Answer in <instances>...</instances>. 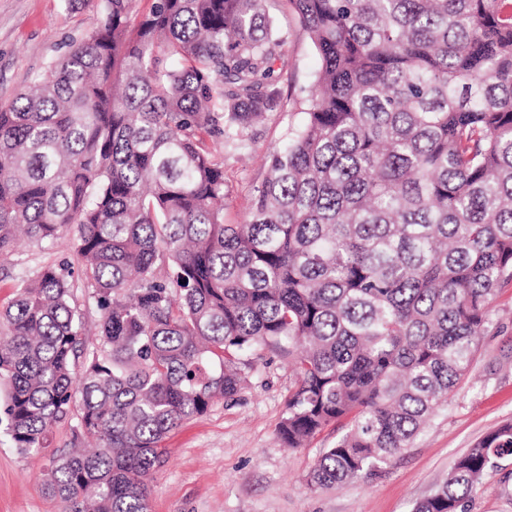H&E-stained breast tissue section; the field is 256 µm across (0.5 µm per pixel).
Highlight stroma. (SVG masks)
Returning a JSON list of instances; mask_svg holds the SVG:
<instances>
[{
	"label": "stroma",
	"instance_id": "1",
	"mask_svg": "<svg viewBox=\"0 0 512 512\" xmlns=\"http://www.w3.org/2000/svg\"><path fill=\"white\" fill-rule=\"evenodd\" d=\"M100 0H0V105L32 86L72 43L95 26ZM276 25L288 31L287 65L279 87L285 102L255 129L249 149L224 151L229 198L224 221L246 219L264 181L270 151L299 123L314 86L318 60L299 32L288 0H273ZM72 233L54 245L21 242L14 264L0 270V306L13 296V277L72 259ZM512 339V288L495 299L492 326L448 405L403 456L379 475L342 487L315 490L308 475L322 449L343 432L332 424L302 448L279 436L295 376L286 357L264 351L248 385L232 401L216 399L201 416L184 421L164 441L165 464L149 477L150 512H412L429 497L455 461L488 432L512 423V367L502 350ZM44 460L20 454L0 433V512H61L42 482ZM464 512H512V476L488 474L462 505Z\"/></svg>",
	"mask_w": 512,
	"mask_h": 512
}]
</instances>
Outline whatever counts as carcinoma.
Segmentation results:
<instances>
[{"instance_id":"obj_1","label":"carcinoma","mask_w":512,"mask_h":512,"mask_svg":"<svg viewBox=\"0 0 512 512\" xmlns=\"http://www.w3.org/2000/svg\"><path fill=\"white\" fill-rule=\"evenodd\" d=\"M101 0L85 39L0 106V267L19 237L69 263L0 307V424L22 454L67 422L42 481L63 512H148L161 443L288 355L279 427L347 430L315 489L377 475L470 369L512 288V0H289L316 92L247 220L224 223V149L282 108L288 32L268 0ZM99 311L83 348L75 291ZM512 460V424L413 512H458Z\"/></svg>"}]
</instances>
